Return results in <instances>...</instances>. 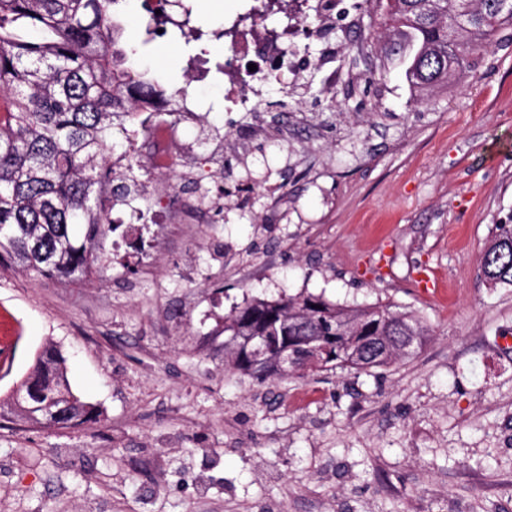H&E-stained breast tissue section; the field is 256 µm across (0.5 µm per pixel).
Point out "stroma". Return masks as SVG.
<instances>
[{
  "mask_svg": "<svg viewBox=\"0 0 512 512\" xmlns=\"http://www.w3.org/2000/svg\"><path fill=\"white\" fill-rule=\"evenodd\" d=\"M204 33L145 31L149 0H120L133 69L206 107L182 124L185 166L215 154L224 199L200 223L132 225L104 241L91 281L0 270V312L24 330L0 399L45 346L97 413L76 428L0 427V512H512V286L482 256L512 224V37L417 92L385 5L344 38L328 92L268 84L304 123L254 136L223 83L189 58L246 0H184ZM311 293L391 303L431 334L407 359L258 382L224 367V315L245 296Z\"/></svg>",
  "mask_w": 512,
  "mask_h": 512,
  "instance_id": "stroma-1",
  "label": "stroma"
}]
</instances>
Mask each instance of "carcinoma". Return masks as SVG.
Wrapping results in <instances>:
<instances>
[{"label": "carcinoma", "instance_id": "cac0c4a2", "mask_svg": "<svg viewBox=\"0 0 512 512\" xmlns=\"http://www.w3.org/2000/svg\"><path fill=\"white\" fill-rule=\"evenodd\" d=\"M119 0H0V268L77 285L99 269L112 223L114 131L160 83L126 65L113 21ZM404 34L429 52L420 89L453 79L475 50L512 26V0H398ZM486 283L512 286V224L495 225ZM429 335L396 306H343L321 295H251L224 315V365L258 380L369 372L407 353L398 336ZM247 336L249 342L238 343ZM364 354L348 357L347 337ZM79 427L92 408L71 389L52 345L6 401L0 420Z\"/></svg>", "mask_w": 512, "mask_h": 512}]
</instances>
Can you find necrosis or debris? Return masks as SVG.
I'll return each instance as SVG.
<instances>
[{"label":"necrosis or debris","mask_w":512,"mask_h":512,"mask_svg":"<svg viewBox=\"0 0 512 512\" xmlns=\"http://www.w3.org/2000/svg\"><path fill=\"white\" fill-rule=\"evenodd\" d=\"M289 17L287 25L267 24V17L277 14ZM355 14L347 0H251L248 10L239 13L224 26V44L228 49L220 69L224 95L241 112H260V88L274 82L281 86L297 83L303 72L316 67L336 79L339 64L336 35L345 31ZM316 44L318 56L306 48ZM179 118H164L154 108H139L136 126L119 133L127 148L113 156L112 168L117 176L128 172L130 149L145 142L155 180L130 186L118 211L140 224L159 221L187 220L191 207L164 178L174 172L186 147L179 135L183 119L200 112L196 98L180 96Z\"/></svg>","instance_id":"4bbe7bcc"}]
</instances>
